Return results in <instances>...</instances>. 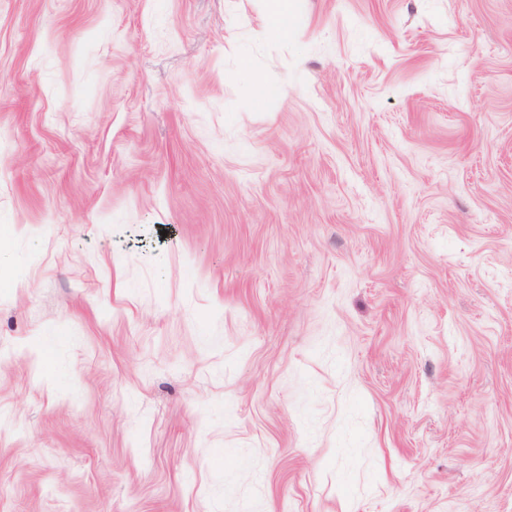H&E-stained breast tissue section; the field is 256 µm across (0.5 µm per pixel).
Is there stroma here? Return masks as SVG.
Here are the masks:
<instances>
[{
    "label": "stroma",
    "instance_id": "stroma-1",
    "mask_svg": "<svg viewBox=\"0 0 512 512\" xmlns=\"http://www.w3.org/2000/svg\"><path fill=\"white\" fill-rule=\"evenodd\" d=\"M267 9L0 0V512H512V0ZM265 22V31L282 38H288L293 29V11L288 0H271Z\"/></svg>",
    "mask_w": 512,
    "mask_h": 512
}]
</instances>
